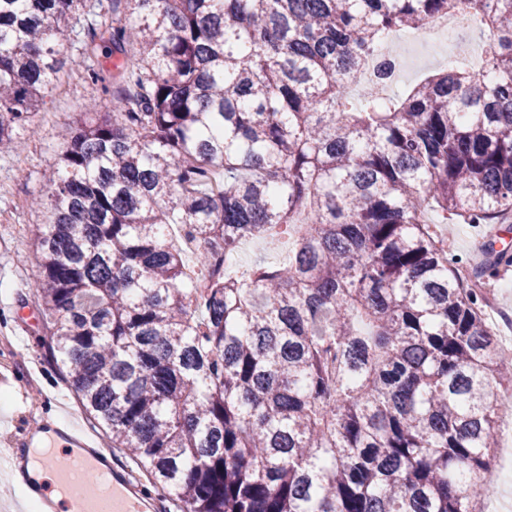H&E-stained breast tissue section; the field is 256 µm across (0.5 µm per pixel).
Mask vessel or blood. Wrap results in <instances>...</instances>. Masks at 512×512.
Returning a JSON list of instances; mask_svg holds the SVG:
<instances>
[{"label": "vessel or blood", "instance_id": "1", "mask_svg": "<svg viewBox=\"0 0 512 512\" xmlns=\"http://www.w3.org/2000/svg\"><path fill=\"white\" fill-rule=\"evenodd\" d=\"M35 454L51 476L37 491V512H162L159 500L94 448L76 422L59 417L32 423L0 450V466L12 476L23 475Z\"/></svg>", "mask_w": 512, "mask_h": 512}]
</instances>
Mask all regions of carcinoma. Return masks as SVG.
<instances>
[{
    "mask_svg": "<svg viewBox=\"0 0 512 512\" xmlns=\"http://www.w3.org/2000/svg\"><path fill=\"white\" fill-rule=\"evenodd\" d=\"M464 8L486 73L352 97L392 30ZM66 42L119 62L86 65L17 260L111 447L172 512H479L512 373L423 215L512 221V0H0V151ZM247 239L288 259L233 264Z\"/></svg>",
    "mask_w": 512,
    "mask_h": 512,
    "instance_id": "carcinoma-1",
    "label": "carcinoma"
}]
</instances>
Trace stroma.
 I'll return each instance as SVG.
<instances>
[{
    "label": "stroma",
    "instance_id": "obj_1",
    "mask_svg": "<svg viewBox=\"0 0 512 512\" xmlns=\"http://www.w3.org/2000/svg\"><path fill=\"white\" fill-rule=\"evenodd\" d=\"M101 93L83 70L66 66L59 81L47 92L34 133L18 154H0V331H9L14 348V371L7 384H0V439L19 433L28 418L13 399L15 388H23L27 403L41 404L45 416H65L86 423V415L75 395L60 380L45 358L37 340L42 334L35 303L28 300V282L38 274L36 260L18 263V253L27 249L42 221L29 201L46 197L48 178L70 140L86 105ZM448 242V253L465 268H482L487 260L484 243L495 238L499 250H512V224H438Z\"/></svg>",
    "mask_w": 512,
    "mask_h": 512
}]
</instances>
